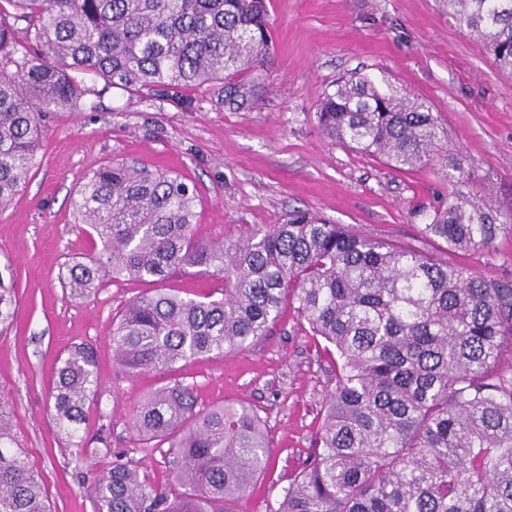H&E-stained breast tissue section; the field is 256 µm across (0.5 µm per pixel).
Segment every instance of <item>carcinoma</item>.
I'll return each instance as SVG.
<instances>
[{
  "label": "carcinoma",
  "instance_id": "obj_1",
  "mask_svg": "<svg viewBox=\"0 0 512 512\" xmlns=\"http://www.w3.org/2000/svg\"><path fill=\"white\" fill-rule=\"evenodd\" d=\"M26 23L24 41L0 7V207L36 165L42 117L78 111L85 77L132 95L209 90L239 111L258 99L255 81L272 36L265 0H5ZM458 28L512 74V0H447ZM318 123L333 140L399 168L430 164L441 127L427 103L367 78L324 95ZM448 183L465 181L462 159L444 156ZM199 196L173 171L115 160L88 173L72 204L93 250L61 280L83 297L105 277L154 287L116 314L113 358L127 376L171 375L177 364L259 341L292 302L325 347L334 388L323 404L314 452L283 489L274 512H512V282L475 275L422 251L371 238L304 210L281 224L212 242L193 232ZM512 212L448 194L422 232L459 252L489 250ZM224 277V293L190 297L164 288L176 273ZM14 289L0 279V326ZM100 385L96 357L75 345L56 362L53 411L92 472L95 512H230L270 454L254 409L197 408L177 378L134 407L141 445H168L178 496L142 479L112 453L105 432L80 434ZM0 411V512H50Z\"/></svg>",
  "mask_w": 512,
  "mask_h": 512
}]
</instances>
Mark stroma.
Instances as JSON below:
<instances>
[{
  "mask_svg": "<svg viewBox=\"0 0 512 512\" xmlns=\"http://www.w3.org/2000/svg\"><path fill=\"white\" fill-rule=\"evenodd\" d=\"M273 49L259 71L257 107L234 112L191 92L183 109L161 96L111 89L79 111L45 114L39 164L19 195L0 208V278L15 289L16 313L0 334V407L29 466L42 476L53 512H93L87 488L57 436L50 393L57 357L95 347L101 386L82 429L109 428L113 452L164 483L166 446L140 448L129 412L164 375L127 377L113 361L112 318L144 283L108 281L71 296L60 274L91 242L73 213L74 189L112 160L182 174L197 188L194 224L203 240L234 241L248 228L309 209L373 238L411 246L512 281V233L493 248L461 254L423 236L452 190L441 163L404 170L332 141L316 112L339 78L368 76L422 98L447 132L441 151L462 158L466 191L512 209V76L448 16L444 0H266ZM321 338L287 307L269 336L218 357L179 364L200 409L258 410L271 459L237 512H274L282 490L313 451L321 407L334 386Z\"/></svg>",
  "mask_w": 512,
  "mask_h": 512,
  "instance_id": "35a3bbf8",
  "label": "stroma"
}]
</instances>
